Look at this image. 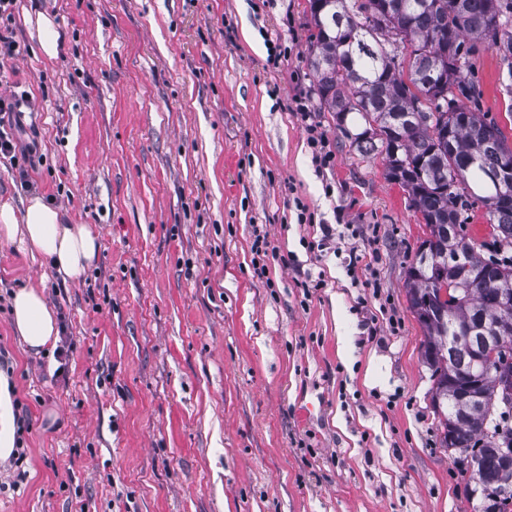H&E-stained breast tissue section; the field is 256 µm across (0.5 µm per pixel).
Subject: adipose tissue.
Here are the masks:
<instances>
[{
  "instance_id": "1",
  "label": "adipose tissue",
  "mask_w": 512,
  "mask_h": 512,
  "mask_svg": "<svg viewBox=\"0 0 512 512\" xmlns=\"http://www.w3.org/2000/svg\"><path fill=\"white\" fill-rule=\"evenodd\" d=\"M0 239L23 254L47 261L65 283L82 279L97 262L100 243L86 224H67L62 212L38 195L21 205L0 204ZM12 321L29 350L40 351L58 333L56 317L42 290L20 288L10 297Z\"/></svg>"
}]
</instances>
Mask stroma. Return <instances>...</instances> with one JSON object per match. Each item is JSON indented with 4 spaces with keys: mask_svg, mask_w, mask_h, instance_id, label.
Listing matches in <instances>:
<instances>
[{
    "mask_svg": "<svg viewBox=\"0 0 512 512\" xmlns=\"http://www.w3.org/2000/svg\"><path fill=\"white\" fill-rule=\"evenodd\" d=\"M309 19L308 0H15L0 20V96L29 94L14 134L36 146L28 192L0 157V203L41 195L101 243L69 284L0 240V351L30 419L0 512H474L406 296L426 226L320 109ZM466 73L512 147V71L482 44ZM22 286L58 319L37 352L11 321ZM26 22L29 28L36 32L39 47L48 59H55L59 55V32L53 18L38 13L35 19L28 16Z\"/></svg>",
    "mask_w": 512,
    "mask_h": 512,
    "instance_id": "stroma-1",
    "label": "stroma"
}]
</instances>
